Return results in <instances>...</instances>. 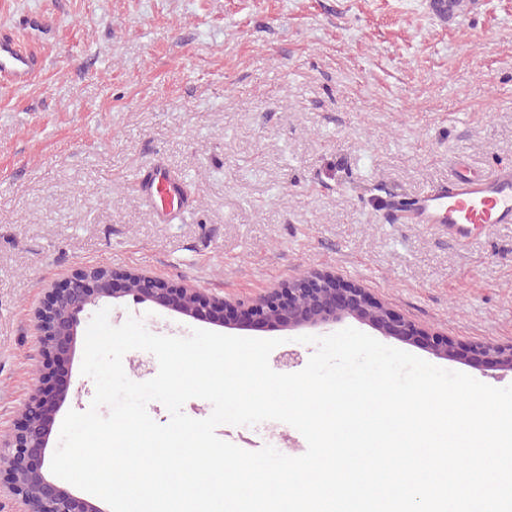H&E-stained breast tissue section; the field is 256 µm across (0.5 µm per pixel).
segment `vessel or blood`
<instances>
[{
  "instance_id": "obj_1",
  "label": "vessel or blood",
  "mask_w": 512,
  "mask_h": 512,
  "mask_svg": "<svg viewBox=\"0 0 512 512\" xmlns=\"http://www.w3.org/2000/svg\"><path fill=\"white\" fill-rule=\"evenodd\" d=\"M35 69L34 56L11 39H0V81L17 86L26 83ZM142 193L154 202L163 221H172L182 201L179 181L162 168H154L140 181ZM415 224L436 225L458 241L473 229L512 224V168L488 176L458 174L447 187L422 193L407 210Z\"/></svg>"
}]
</instances>
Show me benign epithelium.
Here are the masks:
<instances>
[{
    "label": "benign epithelium",
    "instance_id": "benign-epithelium-1",
    "mask_svg": "<svg viewBox=\"0 0 512 512\" xmlns=\"http://www.w3.org/2000/svg\"><path fill=\"white\" fill-rule=\"evenodd\" d=\"M121 297L226 327L233 326L234 316L240 313L251 326L268 330L315 328L352 319L440 359L512 373V344L461 345L446 334L405 319L367 289L340 282L327 273L288 281L245 305L145 273L108 266L78 267L63 287L48 289V302L35 311L44 380L51 386L32 393L20 426L0 437V470L8 471L10 490L26 506V512H104L53 480L45 457L54 418L71 384L65 366L75 351L81 315L110 298Z\"/></svg>",
    "mask_w": 512,
    "mask_h": 512
}]
</instances>
